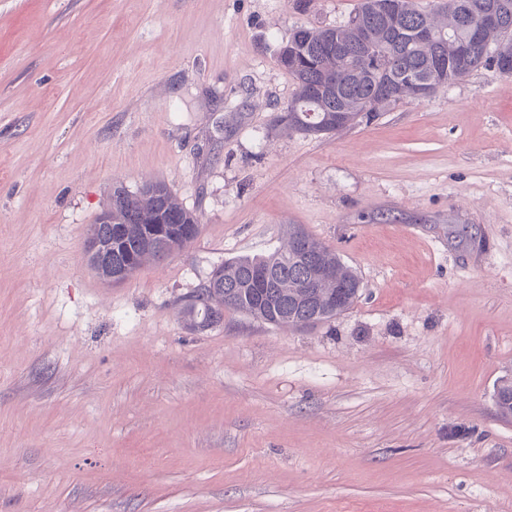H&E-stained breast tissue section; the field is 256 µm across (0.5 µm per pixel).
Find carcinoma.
<instances>
[{"mask_svg":"<svg viewBox=\"0 0 512 512\" xmlns=\"http://www.w3.org/2000/svg\"><path fill=\"white\" fill-rule=\"evenodd\" d=\"M402 24L412 29L425 22L436 27L437 41L425 45L408 35L398 37L386 19L371 13L368 0H362L352 18L361 17L371 31V47L367 57L357 59L346 72L341 85L333 82L330 65L323 57L327 32L332 39L354 44L349 23L330 29H296L289 39L296 50L299 65L284 67L296 84V93L288 108L311 123H331L327 109L336 105L345 109L349 120L364 118V110L377 101L379 85L413 74L433 75L447 84L469 73L493 64L502 53L512 58V0H433L424 9L417 0H401ZM508 4L503 29L493 36L477 35L475 27L482 14ZM447 56L448 71H433L434 58ZM112 223L122 227L116 233L105 228L99 235L97 257L103 267L124 272L129 278L144 263L156 261L155 225H167V239L179 244L172 235L179 234L182 224H197L198 217L185 209L166 184L155 182L131 194L122 188L112 195ZM306 238L316 247L317 255L309 268H300L291 257L292 244L268 256L238 257L224 262L221 285L209 292L207 300L219 307L245 314L276 327H297V320L314 315L323 308L318 298L305 293L301 285L316 268L328 271L332 284L343 287L339 313L349 310L359 297L361 280L357 272L340 255L311 235ZM270 267L280 277L282 287L261 288L251 282L250 274ZM497 412L512 417V381L504 380L495 393Z\"/></svg>","mask_w":512,"mask_h":512,"instance_id":"cac0c4a2","label":"carcinoma"}]
</instances>
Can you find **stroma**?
Wrapping results in <instances>:
<instances>
[{
  "label": "stroma",
  "instance_id": "35a3bbf8",
  "mask_svg": "<svg viewBox=\"0 0 512 512\" xmlns=\"http://www.w3.org/2000/svg\"><path fill=\"white\" fill-rule=\"evenodd\" d=\"M359 3L0 0V512H512V77L274 126L279 47ZM154 181L200 234L107 284L87 229ZM292 224L356 270L353 308L191 328Z\"/></svg>",
  "mask_w": 512,
  "mask_h": 512
}]
</instances>
